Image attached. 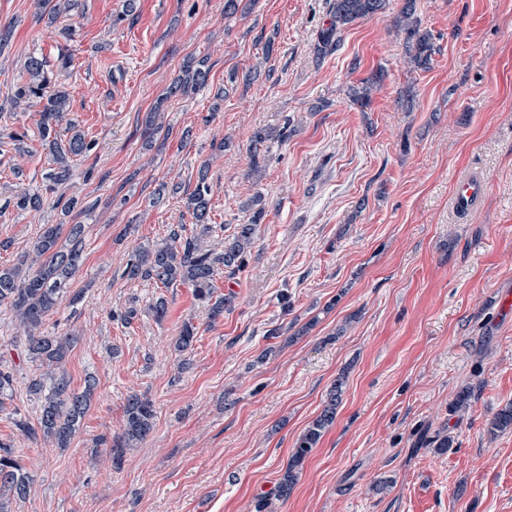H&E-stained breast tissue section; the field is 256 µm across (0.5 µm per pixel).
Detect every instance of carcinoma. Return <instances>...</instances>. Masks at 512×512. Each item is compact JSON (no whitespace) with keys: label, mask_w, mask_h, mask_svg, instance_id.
<instances>
[{"label":"carcinoma","mask_w":512,"mask_h":512,"mask_svg":"<svg viewBox=\"0 0 512 512\" xmlns=\"http://www.w3.org/2000/svg\"><path fill=\"white\" fill-rule=\"evenodd\" d=\"M39 18L56 21L73 6V0H37ZM417 0H404L396 19L397 31L404 34L405 54L409 63L417 69L429 68L434 53L433 34L421 31L416 17ZM329 24L320 33L321 48L328 50L339 41L340 28L357 20L371 18L385 10L387 0H330ZM31 76L29 82L16 87L0 100V111L7 107L17 108L41 106V139L53 153L56 167L50 173V180L63 184L71 176L70 158L92 150L88 142L77 131H72L66 145L58 141L57 127L64 118L66 92L51 86L46 61L31 56L26 63ZM210 67L206 61L197 64L186 63L185 76L174 82L157 105L167 98L184 94L190 88L207 84ZM384 74L377 72L353 90L354 99L363 106L368 105L372 91L383 80ZM208 170L198 171L195 189L186 197V208L199 227L200 234L186 235L185 228L172 229L169 241L160 247L142 249L129 260L126 275L134 280L152 281L167 288L177 282L193 288L196 300L207 307L211 320L224 315V309L231 306L234 296L215 295L214 276L217 268L223 266L231 271L244 268L256 242L257 226L264 214L261 199L253 200L257 210L248 224L238 225L236 233L224 239L223 249L215 251L201 246L200 236L211 232L210 186ZM17 210L38 213L44 207L42 195L23 192L15 195ZM67 232L69 248L59 247L62 232ZM84 225L72 224L63 229L61 224H46L43 231L27 254L12 266H0V307L10 311L19 320L25 336V351L29 358L39 362L43 373L30 380L28 389L39 405L40 429L26 423L18 426L27 436L37 438V431L65 448L75 436L91 402L94 383L88 379L82 390L71 387L67 375L60 371V364L67 352L77 343L78 337L66 333L52 334L44 331L46 316L61 302L66 294L70 277L82 261ZM196 327L184 324L177 340L180 352L193 346ZM342 379H337L330 390L328 402L320 415L314 419L298 438L295 450L282 474L274 497L258 501L257 512H272L277 502L288 500L298 482L300 467L315 448L325 431L335 420L336 405L341 393ZM125 423L121 433L112 438L113 464H121L127 449L145 440L154 427L153 403L146 396L131 393L125 399ZM512 430V403L500 409L491 421L490 432ZM33 476L21 465L11 446L0 442V512H11L7 501L23 500L27 497Z\"/></svg>","instance_id":"1"}]
</instances>
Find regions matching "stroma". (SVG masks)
Here are the masks:
<instances>
[{
	"instance_id": "1",
	"label": "stroma",
	"mask_w": 512,
	"mask_h": 512,
	"mask_svg": "<svg viewBox=\"0 0 512 512\" xmlns=\"http://www.w3.org/2000/svg\"><path fill=\"white\" fill-rule=\"evenodd\" d=\"M125 2L75 0L50 25L36 0H0L11 33L0 95L27 81L28 57L43 58L94 144L54 186L38 107L0 112V265L30 251L43 225H84L67 284L81 300L62 301L44 328L79 337L63 364L73 387L97 382L68 447L28 439L17 423L38 422L27 384L41 369L0 309V359L15 374L0 442L35 477L12 512H255L339 378L336 420L278 512H512V431H488L512 402V0H417L436 43L426 70L405 61L402 0L344 27L326 53L328 0H255L232 18L224 0H135L129 14ZM202 57L207 85L167 97ZM379 70L360 107L351 87ZM158 104L170 132L149 147L145 117ZM283 127L253 167V133ZM13 131L27 133L25 152ZM204 163L210 247L247 223L254 196L265 210L247 267L215 277L235 300L213 322L189 286L124 275L139 246L194 231L185 197ZM470 174L485 177L486 195L462 215L452 186ZM163 182L180 190L152 204ZM25 189L43 195L41 212L9 206ZM62 196L79 207L65 212ZM132 305L131 324L114 320ZM187 322L197 335L182 354ZM465 389L467 407L454 410ZM132 392L151 400L154 429L116 466L107 442Z\"/></svg>"
}]
</instances>
